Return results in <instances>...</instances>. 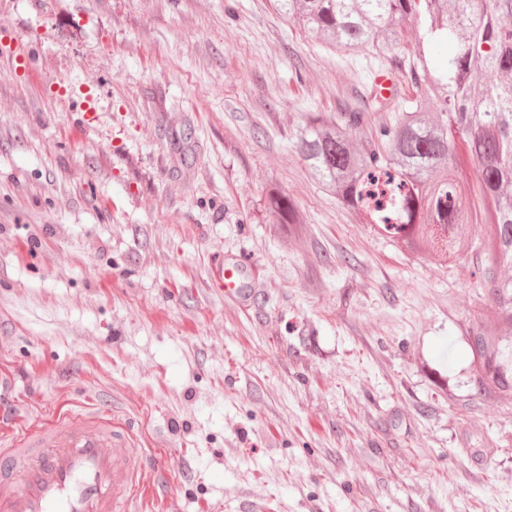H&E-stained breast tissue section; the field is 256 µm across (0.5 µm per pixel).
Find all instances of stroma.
I'll return each instance as SVG.
<instances>
[{
  "label": "stroma",
  "instance_id": "1",
  "mask_svg": "<svg viewBox=\"0 0 512 512\" xmlns=\"http://www.w3.org/2000/svg\"><path fill=\"white\" fill-rule=\"evenodd\" d=\"M393 69L273 0H0V426L108 406L169 475L157 512H512V390L479 389L470 336L512 351V324L480 243L394 245L295 151ZM233 261L250 302L216 283ZM268 205L276 224L288 228L296 224H302L296 204L291 197L274 190L268 197Z\"/></svg>",
  "mask_w": 512,
  "mask_h": 512
}]
</instances>
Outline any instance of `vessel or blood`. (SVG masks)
Listing matches in <instances>:
<instances>
[{
  "mask_svg": "<svg viewBox=\"0 0 512 512\" xmlns=\"http://www.w3.org/2000/svg\"><path fill=\"white\" fill-rule=\"evenodd\" d=\"M242 272L222 265L218 287L243 294ZM149 474L110 410L60 408L0 447V512H132Z\"/></svg>",
  "mask_w": 512,
  "mask_h": 512,
  "instance_id": "obj_1",
  "label": "vessel or blood"
}]
</instances>
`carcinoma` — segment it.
<instances>
[{"instance_id":"1","label":"carcinoma","mask_w":512,"mask_h":512,"mask_svg":"<svg viewBox=\"0 0 512 512\" xmlns=\"http://www.w3.org/2000/svg\"><path fill=\"white\" fill-rule=\"evenodd\" d=\"M277 10L310 39L340 54L366 49L375 56L406 47L399 22L412 20L419 40L396 69L410 75L399 98L358 99L336 119L308 112L296 152L311 175L355 213L361 223L411 251L446 261L469 246L482 226L490 260L487 281L502 318L512 322V0H276ZM446 41V62L428 56ZM371 112H396L381 138L355 148L351 134ZM468 158L481 203L467 194L458 148ZM276 223H301L293 199L268 197ZM487 391L512 387L496 352V332L486 322L471 331Z\"/></svg>"}]
</instances>
